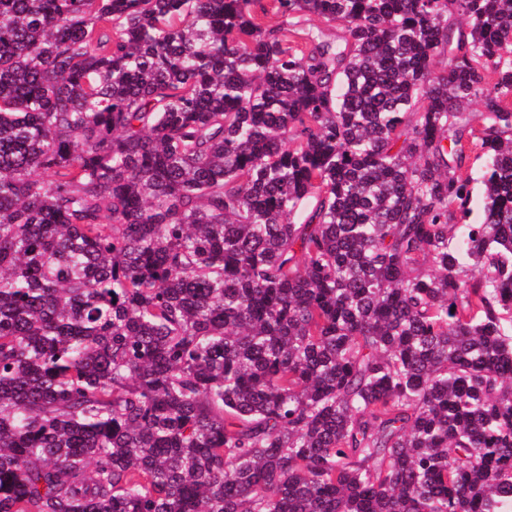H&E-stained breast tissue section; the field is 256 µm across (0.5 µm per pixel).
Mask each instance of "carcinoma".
<instances>
[{
	"label": "carcinoma",
	"mask_w": 512,
	"mask_h": 512,
	"mask_svg": "<svg viewBox=\"0 0 512 512\" xmlns=\"http://www.w3.org/2000/svg\"><path fill=\"white\" fill-rule=\"evenodd\" d=\"M259 2L0 0V512H512V0Z\"/></svg>",
	"instance_id": "obj_1"
}]
</instances>
